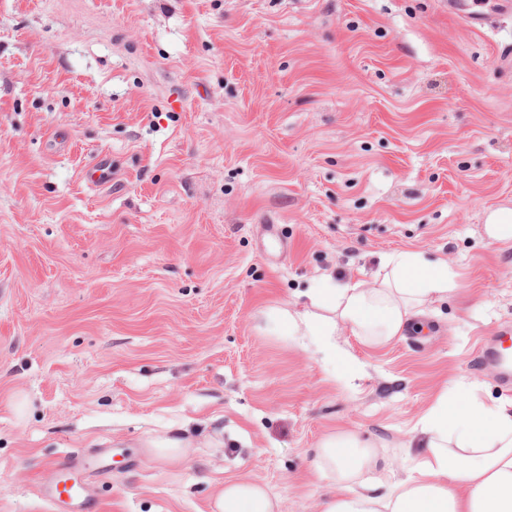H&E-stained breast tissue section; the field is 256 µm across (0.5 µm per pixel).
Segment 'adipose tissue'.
<instances>
[{
	"label": "adipose tissue",
	"mask_w": 512,
	"mask_h": 512,
	"mask_svg": "<svg viewBox=\"0 0 512 512\" xmlns=\"http://www.w3.org/2000/svg\"><path fill=\"white\" fill-rule=\"evenodd\" d=\"M378 287L351 281L311 289L310 310L282 313L283 336H313L323 351L340 357V382L360 364L337 344L338 325L371 346L401 336L424 314L427 302L447 297L454 272L442 262L406 251L384 262ZM421 447L411 470L392 478L386 456L373 443L337 432L325 438L314 461L337 493L322 512H512V412L477 395L441 392L420 416ZM217 512H278L277 500L260 484L225 482Z\"/></svg>",
	"instance_id": "adipose-tissue-1"
}]
</instances>
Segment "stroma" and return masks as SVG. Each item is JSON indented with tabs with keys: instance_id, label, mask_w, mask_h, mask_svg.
<instances>
[{
	"instance_id": "35a3bbf8",
	"label": "stroma",
	"mask_w": 512,
	"mask_h": 512,
	"mask_svg": "<svg viewBox=\"0 0 512 512\" xmlns=\"http://www.w3.org/2000/svg\"><path fill=\"white\" fill-rule=\"evenodd\" d=\"M498 3L465 0L474 29L445 0H0V512H68L42 488L74 455L98 512H212L231 477L322 512L329 434L399 475L443 389L512 400L470 364L512 328V242L483 230L512 209ZM408 250L456 289L382 347L339 326L351 386L277 335Z\"/></svg>"
}]
</instances>
